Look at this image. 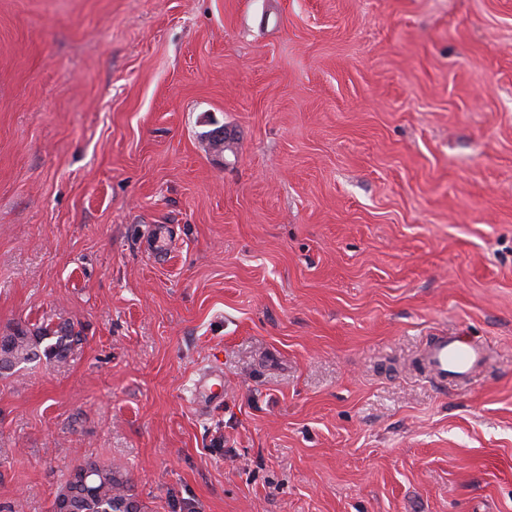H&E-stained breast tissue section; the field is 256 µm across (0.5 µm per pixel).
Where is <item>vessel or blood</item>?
Wrapping results in <instances>:
<instances>
[{
	"instance_id": "1",
	"label": "vessel or blood",
	"mask_w": 512,
	"mask_h": 512,
	"mask_svg": "<svg viewBox=\"0 0 512 512\" xmlns=\"http://www.w3.org/2000/svg\"><path fill=\"white\" fill-rule=\"evenodd\" d=\"M491 359L488 347L468 336H435L421 354V367L441 387L466 386Z\"/></svg>"
}]
</instances>
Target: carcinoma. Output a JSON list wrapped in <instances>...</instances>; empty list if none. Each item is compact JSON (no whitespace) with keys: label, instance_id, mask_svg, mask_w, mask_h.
<instances>
[{"label":"carcinoma","instance_id":"obj_1","mask_svg":"<svg viewBox=\"0 0 512 512\" xmlns=\"http://www.w3.org/2000/svg\"><path fill=\"white\" fill-rule=\"evenodd\" d=\"M80 341L81 337L72 335L64 325L45 327L37 336L17 325L0 336V344L9 345L7 356L0 355V375H11L17 366L41 356L62 363ZM64 503L68 504L69 512H144V505L130 493L127 475L93 457L69 469L50 512H61Z\"/></svg>","mask_w":512,"mask_h":512}]
</instances>
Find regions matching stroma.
<instances>
[{"mask_svg":"<svg viewBox=\"0 0 512 512\" xmlns=\"http://www.w3.org/2000/svg\"><path fill=\"white\" fill-rule=\"evenodd\" d=\"M47 322L0 507L92 456L146 512H512V0H0V334ZM488 347L468 336H433L421 354V367L443 388L467 386L490 363Z\"/></svg>","mask_w":512,"mask_h":512,"instance_id":"35a3bbf8","label":"stroma"}]
</instances>
